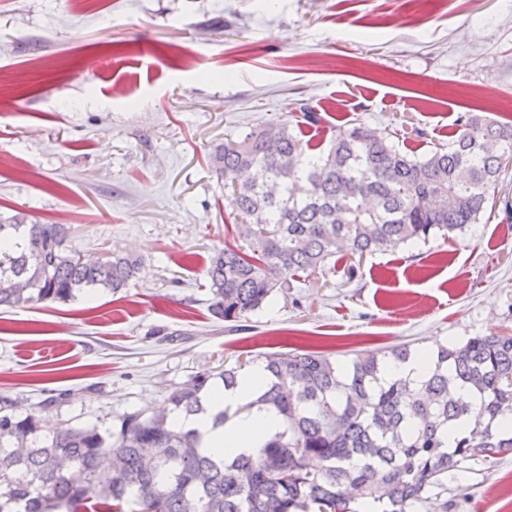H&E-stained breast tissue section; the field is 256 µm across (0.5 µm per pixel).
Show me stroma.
<instances>
[{
    "label": "stroma",
    "instance_id": "stroma-1",
    "mask_svg": "<svg viewBox=\"0 0 512 512\" xmlns=\"http://www.w3.org/2000/svg\"><path fill=\"white\" fill-rule=\"evenodd\" d=\"M136 45L137 54L114 57ZM191 56L189 65L174 58ZM68 60L66 76L46 67ZM27 71L0 108V211L71 225L84 256L121 250L139 278L68 302L0 308V411L48 429L111 428L172 389L266 353L355 352L512 331V223L352 259L228 329L207 269L233 209L210 167L224 139L295 104L336 128L397 131L417 155L468 112L512 123V0H0V74ZM448 512H512V454L448 477Z\"/></svg>",
    "mask_w": 512,
    "mask_h": 512
}]
</instances>
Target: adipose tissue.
<instances>
[{
	"instance_id": "1",
	"label": "adipose tissue",
	"mask_w": 512,
	"mask_h": 512,
	"mask_svg": "<svg viewBox=\"0 0 512 512\" xmlns=\"http://www.w3.org/2000/svg\"><path fill=\"white\" fill-rule=\"evenodd\" d=\"M264 378L262 368H255L240 378L237 386L219 389L210 397V415L176 416V426L199 431L204 447L221 453H250L264 443L280 428L278 416L269 410L256 408L251 412H240V405L254 400ZM225 411L229 417L223 426H214L210 416Z\"/></svg>"
}]
</instances>
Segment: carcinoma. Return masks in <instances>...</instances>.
<instances>
[{
	"mask_svg": "<svg viewBox=\"0 0 512 512\" xmlns=\"http://www.w3.org/2000/svg\"><path fill=\"white\" fill-rule=\"evenodd\" d=\"M512 161V124L468 112L452 142L421 157L358 123L327 151L270 122L215 148L213 171L235 211L234 243L207 270L214 316L238 322L290 282L347 256L462 233ZM69 227L0 212V307L117 292L140 260L114 251L88 263ZM420 352L359 351L345 367L316 351L263 357L257 398L281 429L245 455L218 457L170 414L205 415L211 379L239 382L248 359L172 390L169 408L126 413L111 429L57 428L0 416V512H448V473L512 453V333L427 353L419 379L396 375ZM470 390L476 402L457 398ZM112 474L101 486L100 472Z\"/></svg>",
	"mask_w": 512,
	"mask_h": 512,
	"instance_id": "carcinoma-1",
	"label": "carcinoma"
}]
</instances>
